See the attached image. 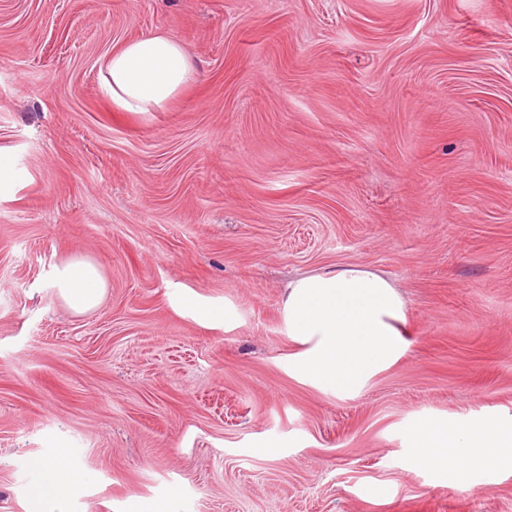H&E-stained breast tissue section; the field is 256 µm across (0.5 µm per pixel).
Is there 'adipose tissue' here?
Segmentation results:
<instances>
[{"label": "adipose tissue", "mask_w": 512, "mask_h": 512, "mask_svg": "<svg viewBox=\"0 0 512 512\" xmlns=\"http://www.w3.org/2000/svg\"><path fill=\"white\" fill-rule=\"evenodd\" d=\"M192 75L185 44L163 33L135 38L102 61L100 90L124 112L163 109ZM54 286L75 312L98 307L105 282L97 267L72 259L56 272ZM285 333L299 345L290 371L346 396L359 392L406 352L405 303L396 285L357 265L304 275L291 281L283 300ZM412 446L418 464L469 485L474 470L512 469V421L492 416L463 424L431 419L415 424ZM64 451L36 462L29 484L34 507L65 500L83 483Z\"/></svg>", "instance_id": "1"}]
</instances>
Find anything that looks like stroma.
<instances>
[{"label":"stroma","instance_id":"1","mask_svg":"<svg viewBox=\"0 0 512 512\" xmlns=\"http://www.w3.org/2000/svg\"><path fill=\"white\" fill-rule=\"evenodd\" d=\"M159 30L192 78L118 111L102 57ZM2 155L0 512L61 448L85 482L47 512H512V473L460 488L407 438L512 417V0H0ZM346 265L410 346L341 398L289 375L282 299ZM54 286L62 300L76 313L98 307L105 293V282L97 267L84 259L69 260L57 269Z\"/></svg>","mask_w":512,"mask_h":512}]
</instances>
